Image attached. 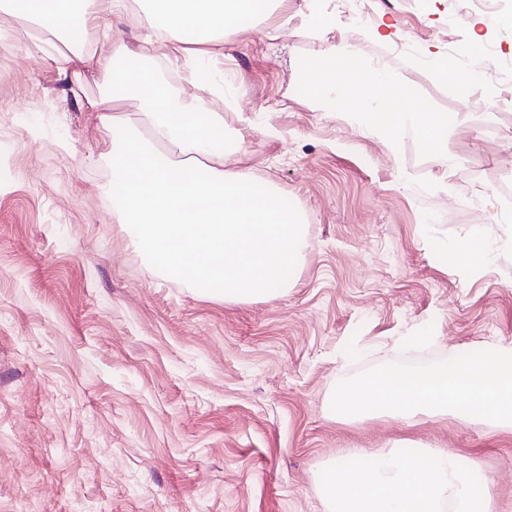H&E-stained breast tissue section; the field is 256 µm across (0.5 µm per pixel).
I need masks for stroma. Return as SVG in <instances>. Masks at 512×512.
Segmentation results:
<instances>
[{
	"label": "stroma",
	"instance_id": "stroma-1",
	"mask_svg": "<svg viewBox=\"0 0 512 512\" xmlns=\"http://www.w3.org/2000/svg\"><path fill=\"white\" fill-rule=\"evenodd\" d=\"M404 2L374 0L356 23L328 0H277L201 43L142 26L135 0H101L113 39L223 113L225 170L271 183L302 218L293 283L250 303L197 292L132 239L112 193L114 131L88 110L100 77L58 69L50 33L0 12V512H328L329 465L408 447L459 456L492 512L512 507V433L330 408L369 368L512 345V71L499 100L468 110L456 84L373 30L413 31L438 59L467 47L476 12ZM341 42L425 111L468 113L446 154L364 131L355 103L308 106L306 64ZM474 234L492 257L478 273L454 254Z\"/></svg>",
	"mask_w": 512,
	"mask_h": 512
}]
</instances>
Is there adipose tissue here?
I'll return each mask as SVG.
<instances>
[{
	"instance_id": "1",
	"label": "adipose tissue",
	"mask_w": 512,
	"mask_h": 512,
	"mask_svg": "<svg viewBox=\"0 0 512 512\" xmlns=\"http://www.w3.org/2000/svg\"><path fill=\"white\" fill-rule=\"evenodd\" d=\"M148 3L142 23L201 36L241 30L272 6L271 0ZM0 11L56 36L102 78H111L115 60L126 62L124 85L89 105L116 132L112 188L124 221L138 227L142 245L163 270L227 302L271 300L288 288L304 250L303 226L277 190L251 174L225 170L224 142L215 136L224 127L223 113L167 85L126 43L70 42L72 26L98 27V0H0ZM352 55L347 45L334 47L331 68L315 77L309 106L339 111L358 99L357 121L365 131L392 141L411 131L429 152L446 153L448 128L463 126L464 115L416 109L398 84L358 69ZM129 101L144 135L126 133ZM325 485L334 512H487V495L470 467L446 453L380 454L358 468L340 462L327 470Z\"/></svg>"
}]
</instances>
